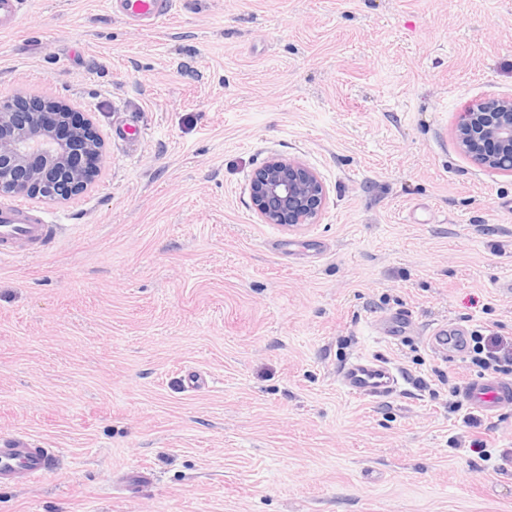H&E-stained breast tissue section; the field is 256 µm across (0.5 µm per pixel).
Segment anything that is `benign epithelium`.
I'll return each mask as SVG.
<instances>
[{
	"instance_id": "benign-epithelium-1",
	"label": "benign epithelium",
	"mask_w": 512,
	"mask_h": 512,
	"mask_svg": "<svg viewBox=\"0 0 512 512\" xmlns=\"http://www.w3.org/2000/svg\"><path fill=\"white\" fill-rule=\"evenodd\" d=\"M41 105L53 110L56 124L68 127L67 139L58 138L25 97L0 101V196L67 200L92 183L103 161L105 141L90 117L74 125L73 108L65 101L47 99ZM455 140L484 170L512 174V97L472 103L460 116ZM250 198L262 223L293 227L318 223L327 190L303 162L272 155L253 171Z\"/></svg>"
}]
</instances>
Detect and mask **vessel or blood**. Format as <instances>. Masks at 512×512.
<instances>
[{"mask_svg":"<svg viewBox=\"0 0 512 512\" xmlns=\"http://www.w3.org/2000/svg\"><path fill=\"white\" fill-rule=\"evenodd\" d=\"M174 4L175 0H112V11L130 25L150 27L169 14ZM27 6L28 0H0V31L15 29ZM58 232V225L39 222L23 203L0 207V262L43 250ZM367 325L380 339L392 342L411 331L415 322L408 314L393 313L372 316ZM425 341L442 359L453 360L465 354L468 336L465 330L440 323L426 332ZM336 379L347 395L361 399L390 396L403 381L389 361L369 354L343 364ZM463 395L473 410L491 419L512 406V380L498 376L472 379L464 384ZM61 456V450L39 447L27 433L0 435V482L37 481L56 470Z\"/></svg>","mask_w":512,"mask_h":512,"instance_id":"1","label":"vessel or blood"}]
</instances>
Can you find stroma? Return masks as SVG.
Wrapping results in <instances>:
<instances>
[{
	"label": "stroma",
	"mask_w": 512,
	"mask_h": 512,
	"mask_svg": "<svg viewBox=\"0 0 512 512\" xmlns=\"http://www.w3.org/2000/svg\"><path fill=\"white\" fill-rule=\"evenodd\" d=\"M17 93L92 113L107 153L82 193L27 200L53 248L0 263V434L64 454L0 512H512V408L471 447L448 405L481 370L422 335L512 336V175L453 136L512 96V0H178L151 29L31 0L0 33ZM273 154L321 176L318 223L257 217ZM397 310L415 331H367ZM361 353L400 390L345 394ZM468 337L466 330L447 323L436 324L425 333L426 344L444 360L462 357L467 350Z\"/></svg>",
	"instance_id": "35a3bbf8"
}]
</instances>
